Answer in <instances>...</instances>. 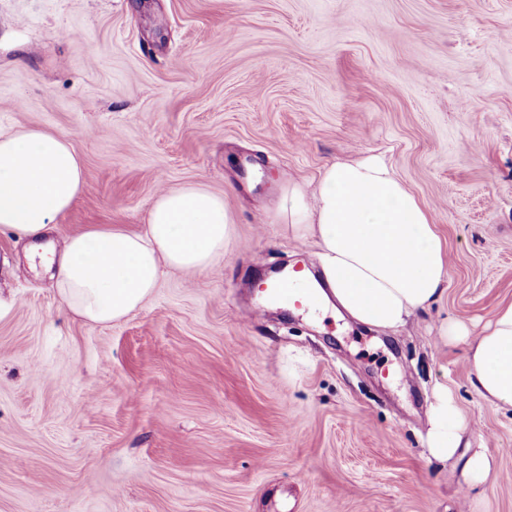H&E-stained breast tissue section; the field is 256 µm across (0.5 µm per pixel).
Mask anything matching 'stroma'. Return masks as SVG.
Instances as JSON below:
<instances>
[{
    "mask_svg": "<svg viewBox=\"0 0 512 512\" xmlns=\"http://www.w3.org/2000/svg\"><path fill=\"white\" fill-rule=\"evenodd\" d=\"M0 128L48 130L84 188L50 239L143 231L161 190L223 196L218 263L102 325L0 229V512H512V407L466 343L512 303V0H0ZM378 156L432 216L445 289L394 332L268 302L318 274L288 182ZM465 418L426 445L437 385ZM494 461L471 484V455ZM293 270V274L286 275L285 285L270 288L261 287L264 288V292H266V294L269 296L271 300L278 303H294L296 305L299 304L301 299H304V296L298 294L302 292L301 289L292 288L288 285V277H290L295 283L299 282L303 278V275L301 273V270H303V268L294 267Z\"/></svg>",
    "mask_w": 512,
    "mask_h": 512,
    "instance_id": "35a3bbf8",
    "label": "stroma"
}]
</instances>
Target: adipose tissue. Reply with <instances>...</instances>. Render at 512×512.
<instances>
[{
  "label": "adipose tissue",
  "instance_id": "obj_1",
  "mask_svg": "<svg viewBox=\"0 0 512 512\" xmlns=\"http://www.w3.org/2000/svg\"><path fill=\"white\" fill-rule=\"evenodd\" d=\"M84 187L71 142L34 129H0V227L38 241ZM276 216L319 247L320 281L354 320L395 330L444 291L446 254L428 209L383 160L363 157L326 165L314 190L292 184ZM233 221L223 197L200 183L161 193L143 232L93 230L70 236L44 264L62 303L83 319L118 321L154 293L162 269L195 274L224 255ZM468 341L470 382L488 403L512 407V304L499 307L479 336L461 324L442 327ZM426 443L445 460L464 417L447 387L436 388Z\"/></svg>",
  "mask_w": 512,
  "mask_h": 512
}]
</instances>
